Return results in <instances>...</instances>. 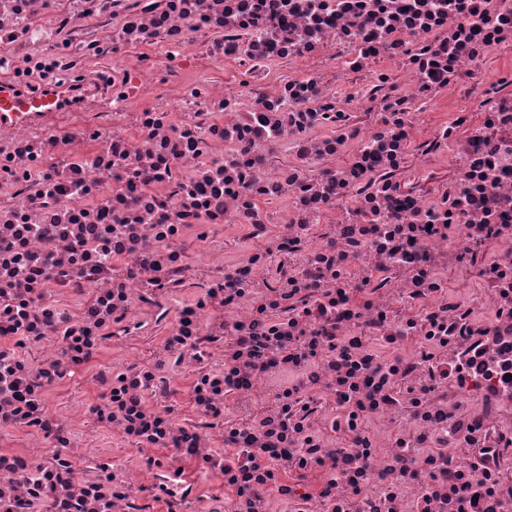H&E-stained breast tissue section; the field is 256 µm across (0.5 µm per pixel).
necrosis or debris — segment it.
<instances>
[{
	"label": "necrosis or debris",
	"instance_id": "1",
	"mask_svg": "<svg viewBox=\"0 0 512 512\" xmlns=\"http://www.w3.org/2000/svg\"><path fill=\"white\" fill-rule=\"evenodd\" d=\"M511 47L512 0H0V82L72 92L0 124V512H512Z\"/></svg>",
	"mask_w": 512,
	"mask_h": 512
}]
</instances>
